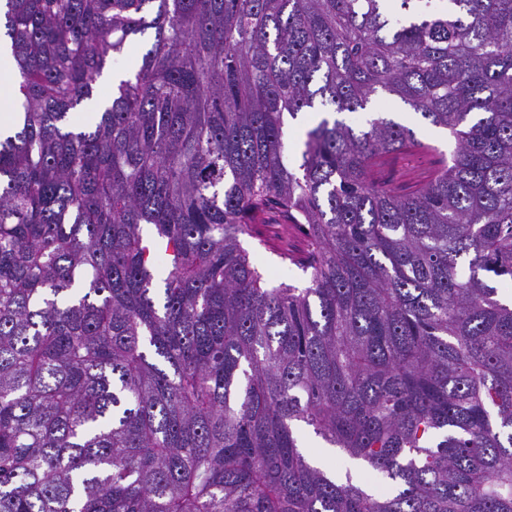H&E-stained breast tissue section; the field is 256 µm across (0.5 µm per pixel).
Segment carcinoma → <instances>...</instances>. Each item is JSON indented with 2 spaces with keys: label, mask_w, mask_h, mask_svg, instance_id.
Wrapping results in <instances>:
<instances>
[{
  "label": "carcinoma",
  "mask_w": 512,
  "mask_h": 512,
  "mask_svg": "<svg viewBox=\"0 0 512 512\" xmlns=\"http://www.w3.org/2000/svg\"><path fill=\"white\" fill-rule=\"evenodd\" d=\"M422 2L0 0V512H512V0ZM383 99L454 140L426 182L373 178L423 146L380 116L288 162ZM320 113L318 114V118L322 116H326L327 114L322 113V108L319 107ZM319 118V119H320ZM318 119V120H319ZM315 119L312 118L311 115L307 116L304 120L295 123L292 121L290 123V127L287 129V136H288V153H287V159L290 162H296L297 159H300V153L303 150V141L305 140V132L306 130L313 125L315 122H313ZM255 225L259 238L266 241L267 248L270 242L278 241L285 237L288 240V250L300 253L305 249L306 243L303 237L290 226L291 224L287 225L285 218L277 211L265 214L261 217L259 224ZM242 243L250 251L255 264L264 272V277L268 281L274 284L280 282L293 283L300 288L307 285L301 270L289 263L287 265L282 264L270 250L259 245L257 238L246 237ZM336 449V448H335ZM329 463L335 462L340 466L346 467L350 463H355L358 468L357 478L360 482L367 485L369 488L373 490H378L385 485V480L379 477L376 473L372 471H368L365 464L359 461H355L339 452L336 449V455L333 453V457L328 460ZM380 487H378V486Z\"/></svg>",
  "instance_id": "1"
}]
</instances>
